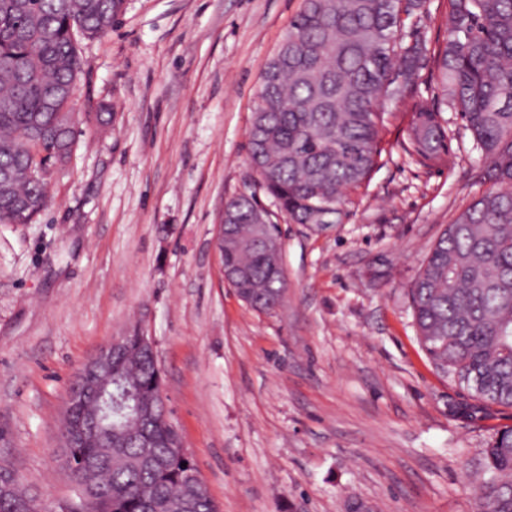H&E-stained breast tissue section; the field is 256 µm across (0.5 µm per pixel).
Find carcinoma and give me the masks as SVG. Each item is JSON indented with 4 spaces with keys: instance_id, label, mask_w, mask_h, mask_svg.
<instances>
[{
    "instance_id": "cac0c4a2",
    "label": "carcinoma",
    "mask_w": 512,
    "mask_h": 512,
    "mask_svg": "<svg viewBox=\"0 0 512 512\" xmlns=\"http://www.w3.org/2000/svg\"><path fill=\"white\" fill-rule=\"evenodd\" d=\"M446 35L433 54L439 93L414 103L404 152L423 164L448 153V108L459 112L485 160L489 184L447 225L409 290L417 338L436 370L466 391L453 407L479 421L512 408V0H447ZM425 0H304L261 77L248 130V164L257 184L295 224L330 227L343 218L349 190L361 187L381 154L384 101L417 93L427 52L406 41L404 18ZM123 0H0V223L31 224L50 202L37 168L52 149L74 147L52 94L75 91L82 72L79 39L112 30ZM240 247L221 264L247 272L241 300L273 311L286 278L270 275L281 253L254 250L253 224L242 219ZM155 364L131 340L112 359V393L126 398L98 438L73 449L70 474L107 496L96 512H218L203 490L185 493L186 467L163 422L142 421L134 434L153 445V461L128 436L132 410L150 404ZM477 512H512V427L497 430L474 486Z\"/></svg>"
}]
</instances>
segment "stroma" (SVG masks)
I'll use <instances>...</instances> for the list:
<instances>
[{
	"label": "stroma",
	"instance_id": "obj_1",
	"mask_svg": "<svg viewBox=\"0 0 512 512\" xmlns=\"http://www.w3.org/2000/svg\"><path fill=\"white\" fill-rule=\"evenodd\" d=\"M302 0H123L81 41L71 161L30 224H0V465L46 512L77 498L59 429L76 372L137 327L219 512H475L468 484L512 408L468 422L422 351L407 291L433 242L484 190L461 116L448 153L404 155L412 102L387 105L371 179L342 223L281 221L284 304L225 283L226 201L259 189L248 130L260 78Z\"/></svg>",
	"mask_w": 512,
	"mask_h": 512
}]
</instances>
